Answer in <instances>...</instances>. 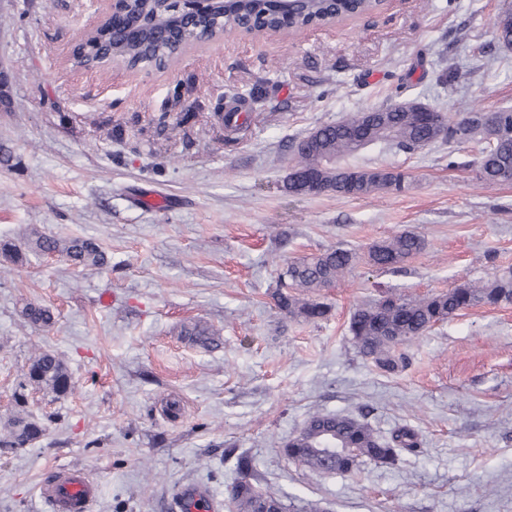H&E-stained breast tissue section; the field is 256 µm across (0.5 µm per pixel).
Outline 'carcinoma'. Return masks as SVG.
<instances>
[{"label":"carcinoma","instance_id":"obj_1","mask_svg":"<svg viewBox=\"0 0 512 512\" xmlns=\"http://www.w3.org/2000/svg\"><path fill=\"white\" fill-rule=\"evenodd\" d=\"M132 11L140 15L158 14L177 27L184 26L182 17L174 12V2L166 0H132ZM375 8L373 0H308L304 11L290 15L265 0H224L226 20L249 17L253 12L266 14L264 23L270 27L301 28L329 15H354ZM498 45L512 49V10L506 9L493 23ZM89 61H101L108 55L146 62L153 58L169 57L172 47L163 34L153 27L134 26L125 19H115L112 27H101L90 38ZM428 107L413 101L392 103L359 112L345 120L318 127L298 144L292 161L291 176L302 180L318 179L329 191L349 198H364L380 191L400 193L407 174L398 171L354 170L339 168V158L360 151L353 137L357 126H362L364 138L371 143L385 142L392 147L414 152L436 141L438 137L427 120ZM496 138L489 149L466 166L476 168L478 180L491 184L502 181L512 173V110L490 113H470L456 120H448V142L463 143L486 132ZM426 246L425 238L413 231H404L391 238L372 244L364 258L380 269L395 270L408 258L420 253ZM43 254H59L75 266L100 267L106 263L103 251L89 240H63L32 231L22 244L0 243V256L14 264L23 261L25 250ZM359 259L357 253L342 247L328 248L321 253L290 262L279 275L273 299L277 308L292 318L317 322L326 318L329 306L308 299L307 292L330 288L352 269ZM512 303V274L490 280L475 279L446 292L431 296L387 294L358 307L349 322V333L357 353L381 371L391 373L404 361L397 352L435 325L476 306H498ZM24 318L34 324L49 327L52 312L43 306L29 303L22 310ZM189 341L209 348L218 341L219 332L203 323H194L182 330ZM33 386L56 393L70 387V378L64 361L56 354L43 351L35 354L24 373L20 387ZM44 431L41 422L18 416L8 425L0 439L2 448H25ZM336 437L343 451L335 458L326 456L320 443L324 433ZM419 447L417 435L402 428L390 437L378 435L367 423L348 415L322 411L312 413L303 427L288 437L283 453L288 460L307 472L318 475L332 472L351 474L367 462L396 466L403 452H414ZM239 478L232 488V512H266L270 508L285 509L279 494L271 488L254 483L250 462L238 460Z\"/></svg>","mask_w":512,"mask_h":512}]
</instances>
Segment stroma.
Listing matches in <instances>:
<instances>
[{"label":"stroma","instance_id":"stroma-1","mask_svg":"<svg viewBox=\"0 0 512 512\" xmlns=\"http://www.w3.org/2000/svg\"><path fill=\"white\" fill-rule=\"evenodd\" d=\"M505 7L387 0L322 29L230 30L146 71L73 61L109 0H0V241L35 227L107 257L92 269L57 254L0 261V427L20 392L45 427L27 447L0 448V512H52L40 487L57 467L97 484L92 512H176L177 488L195 481L230 512L242 457L288 512H512V304L435 325L391 374L348 332L356 306L381 292L430 295L512 272V181L480 183L469 165L486 140L346 158L408 172L399 194L287 189L290 144L350 114L405 99L452 117L512 109V51L493 39ZM236 106L248 120L225 128ZM147 190L170 207L138 206ZM403 231L424 235L425 250L394 272L357 265L321 291L326 319L276 307L288 262ZM29 302L54 325L26 323ZM193 322L220 330L217 348L187 342ZM38 350L63 358L66 392L20 389ZM316 410L386 437L410 427L420 447L396 467L309 474L281 445Z\"/></svg>","mask_w":512,"mask_h":512}]
</instances>
